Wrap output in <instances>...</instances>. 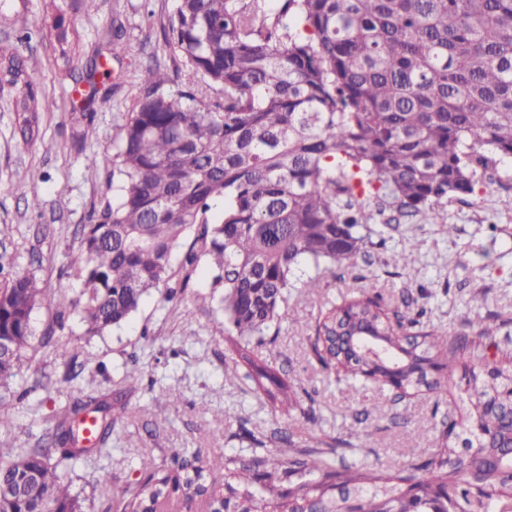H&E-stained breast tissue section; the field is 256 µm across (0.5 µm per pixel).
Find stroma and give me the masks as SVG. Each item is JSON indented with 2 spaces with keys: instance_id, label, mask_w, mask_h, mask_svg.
Instances as JSON below:
<instances>
[{
  "instance_id": "35a3bbf8",
  "label": "stroma",
  "mask_w": 512,
  "mask_h": 512,
  "mask_svg": "<svg viewBox=\"0 0 512 512\" xmlns=\"http://www.w3.org/2000/svg\"><path fill=\"white\" fill-rule=\"evenodd\" d=\"M57 3L71 10L85 50L97 46L113 19L121 20L125 36L112 52L110 91L98 93L95 123L81 148L72 145L71 112L89 87L58 73L49 41L32 39L24 50L29 70L58 105L43 115L40 139L26 145L14 136V115L7 108L11 92L0 91V253L11 258L13 272L35 274L46 290L31 314L32 347L13 384L20 396L0 411L10 420L17 446H34L51 415L68 401L94 389H116L134 360L141 370L139 388L130 397L134 416L117 421L109 456L65 473L82 512H116L104 488L139 480L142 457L168 467L173 454L186 449L203 457L236 454L244 445L237 436L242 427L257 433L289 428L321 448L348 440L382 466L407 465L423 455L435 435L436 404L457 400L458 392L412 391L406 402L413 418L397 421L386 393L323 375L304 339L326 307L362 287L388 301L410 294L425 310L423 324L450 331L466 319L490 323L498 313L512 317V158L487 171L474 196L449 201L441 222L417 219L384 229L385 244L374 248L371 263H356L338 277L322 273L319 293L306 294L300 283L307 275L299 273V285L290 290L292 319L281 323L271 348L258 350L259 356H272L273 369L282 370L297 395L296 408L272 411L263 392L225 376L224 361L232 351L224 315L194 303L196 295L212 291L214 272L204 259L183 294L167 302L151 293L125 324L102 335L83 336L67 315L57 336L80 354L76 366L66 365L42 336L80 292V280L65 269L68 253L79 245V228L112 197L111 173L87 168L86 158L111 149L139 91V70L151 54L164 52V28L177 0H99L98 10L88 15L72 11L71 0ZM148 9L154 12L149 23ZM51 18L43 0H0V41L16 38L25 27L48 28ZM32 169L47 172L48 181H30ZM405 251L412 252L413 263L392 264V256ZM476 291L483 300L474 307L469 299ZM169 391L178 394L177 402L166 400ZM304 407L314 409V419L301 415ZM145 410L165 414L166 423L145 427Z\"/></svg>"
}]
</instances>
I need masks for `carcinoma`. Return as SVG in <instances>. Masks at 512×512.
Returning a JSON list of instances; mask_svg holds the SVG:
<instances>
[{
  "mask_svg": "<svg viewBox=\"0 0 512 512\" xmlns=\"http://www.w3.org/2000/svg\"><path fill=\"white\" fill-rule=\"evenodd\" d=\"M49 33L54 63L81 59L64 10ZM30 29L0 42V89L13 90L15 132L41 137L57 109L22 55ZM173 70L150 66L112 151L87 159L112 169L116 192L92 210L67 268L82 281L68 313L84 335L126 322L143 297L165 301L190 287L200 257L216 268L210 300L236 336L242 378L270 403L288 397L273 370L255 363L271 326L291 318L288 288L299 266L326 271L371 256L369 225L433 221L451 199L476 194L482 173L512 158V0H177L165 32ZM101 50L86 58L91 92L73 113V143L94 123L96 78L109 79ZM188 78L174 88V76ZM222 203L219 216L211 210ZM0 255V407L26 351L31 313L45 296L34 274H11ZM363 289L318 319L306 345L319 369L370 380L396 404L435 352L469 367L465 421L435 424L432 450L403 467L348 462L337 448L300 447L290 431L256 437L252 456L202 457L174 467L141 462L136 483L112 485L121 512H185L199 498L213 512H345L338 489L359 493V512H512V336L468 323L452 334ZM100 414V443L77 446L78 414ZM123 393L87 394L62 407L31 448L0 453V512H81L62 472L107 452ZM275 451H269V445ZM224 473V482L213 479Z\"/></svg>",
  "mask_w": 512,
  "mask_h": 512,
  "instance_id": "carcinoma-1",
  "label": "carcinoma"
}]
</instances>
